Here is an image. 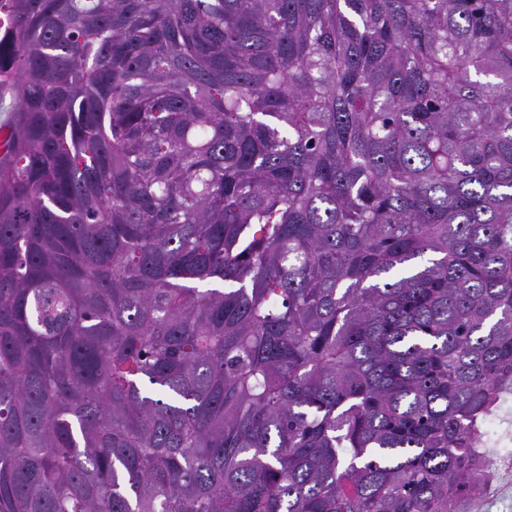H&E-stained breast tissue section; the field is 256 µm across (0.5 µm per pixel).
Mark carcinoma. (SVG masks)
Returning a JSON list of instances; mask_svg holds the SVG:
<instances>
[{
  "label": "carcinoma",
  "instance_id": "cac0c4a2",
  "mask_svg": "<svg viewBox=\"0 0 512 512\" xmlns=\"http://www.w3.org/2000/svg\"><path fill=\"white\" fill-rule=\"evenodd\" d=\"M0 512H465L512 385V0H0Z\"/></svg>",
  "mask_w": 512,
  "mask_h": 512
}]
</instances>
